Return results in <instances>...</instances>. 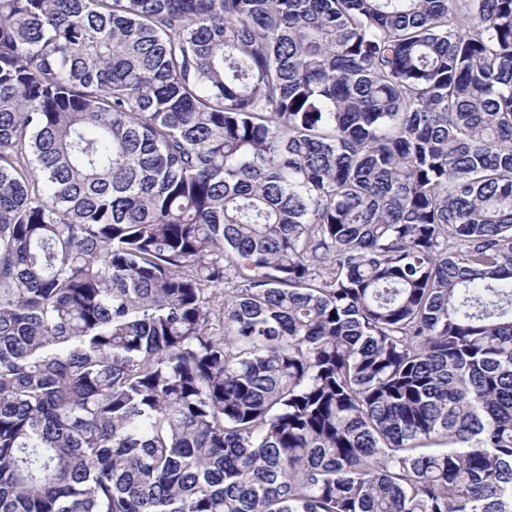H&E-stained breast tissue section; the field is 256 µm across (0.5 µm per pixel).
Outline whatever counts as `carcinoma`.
I'll use <instances>...</instances> for the list:
<instances>
[{
    "mask_svg": "<svg viewBox=\"0 0 512 512\" xmlns=\"http://www.w3.org/2000/svg\"><path fill=\"white\" fill-rule=\"evenodd\" d=\"M0 512H512V0H0Z\"/></svg>",
    "mask_w": 512,
    "mask_h": 512,
    "instance_id": "carcinoma-1",
    "label": "carcinoma"
}]
</instances>
